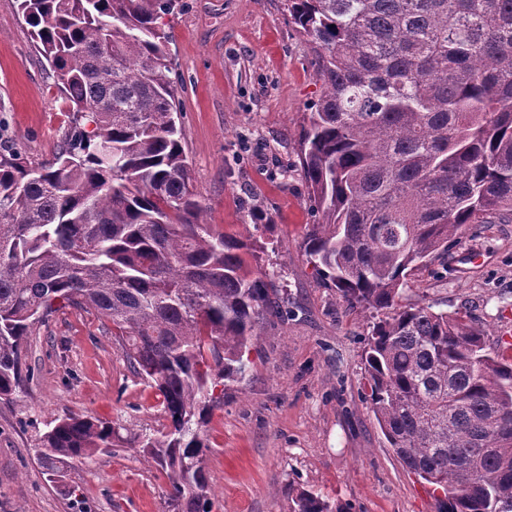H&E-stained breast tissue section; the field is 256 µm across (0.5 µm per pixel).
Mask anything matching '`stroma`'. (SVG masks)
<instances>
[{"label": "stroma", "instance_id": "obj_1", "mask_svg": "<svg viewBox=\"0 0 512 512\" xmlns=\"http://www.w3.org/2000/svg\"><path fill=\"white\" fill-rule=\"evenodd\" d=\"M181 2L166 21L198 199L217 230L251 234V270L288 299L202 427L212 512H290L302 489L349 512H439L365 400L362 353L377 313L349 305L304 253L316 218L298 153L322 93L312 44L289 25L284 0ZM69 117L16 0H0V121L9 140L29 163L45 162ZM420 299L483 329L500 349L512 337V223L469 225L448 253L414 269L401 301ZM23 372V387L0 398V512H165L167 478L142 449L63 464L55 483L40 459L42 434L69 413L127 437L164 430L161 399L133 375L111 323L59 309L27 337Z\"/></svg>", "mask_w": 512, "mask_h": 512}]
</instances>
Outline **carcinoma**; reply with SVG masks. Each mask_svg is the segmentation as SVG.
<instances>
[{"instance_id":"cac0c4a2","label":"carcinoma","mask_w":512,"mask_h":512,"mask_svg":"<svg viewBox=\"0 0 512 512\" xmlns=\"http://www.w3.org/2000/svg\"><path fill=\"white\" fill-rule=\"evenodd\" d=\"M17 2L73 117L49 162L0 149V396L20 386L36 324L94 312L169 425L126 441L65 417L41 436L48 479L125 441L164 471L173 512H211L214 388L243 377L260 321L283 309L247 269L249 238L204 222L161 24L175 0ZM285 2L322 81L300 150L318 214L304 251L349 304L383 314L363 358L374 417L444 512H512V361L462 318L398 303L466 225L512 221V0ZM292 512L347 509L302 490Z\"/></svg>"}]
</instances>
